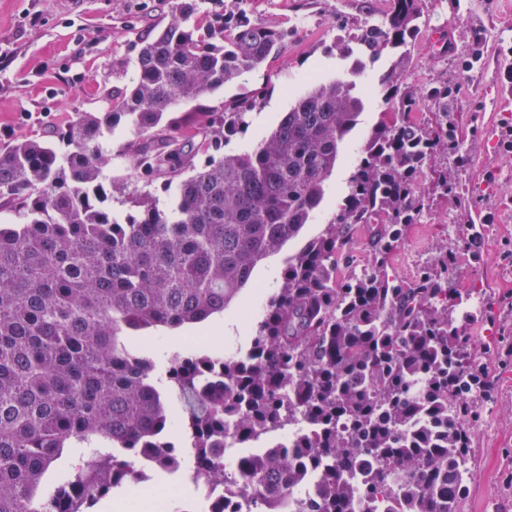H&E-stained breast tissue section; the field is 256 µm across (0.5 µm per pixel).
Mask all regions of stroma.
<instances>
[{"instance_id":"stroma-1","label":"stroma","mask_w":512,"mask_h":512,"mask_svg":"<svg viewBox=\"0 0 512 512\" xmlns=\"http://www.w3.org/2000/svg\"><path fill=\"white\" fill-rule=\"evenodd\" d=\"M177 0H0V144L24 137L53 140L77 112L104 111L110 96L131 78L138 42L151 38L171 20ZM384 0H249L251 21L288 29L281 53L259 69L244 73L204 99L219 111L225 102L265 90L266 96L246 115L241 131L223 146L230 154L253 145L273 129L283 112L307 89L306 74L323 79L346 77L350 63L342 56L356 29L382 17ZM420 30L411 46L404 81L423 87L441 80L455 87L454 110L469 134L471 166L463 176L469 217L463 234L480 233L478 264L464 267L455 283L479 282L487 298L500 305L498 326L476 324L474 349L512 328V155L491 145L490 136L512 125L503 107L512 90V0H423ZM455 35V47L444 52L440 38ZM479 54V69L466 68ZM137 138L127 129L107 137L102 148L111 157L109 174L116 182L112 208L125 212V193L145 190L167 204L171 193L163 180L144 182L123 147ZM455 202L437 201L420 227L408 228L390 263L402 277L412 276L431 261L445 242L446 210ZM253 289L241 291L223 315L237 330L214 335L209 327H189L142 336L148 351L202 336L213 346L246 350L254 332L247 315L256 301ZM488 378L496 399L473 434L471 479L464 512H512V363L492 364Z\"/></svg>"}]
</instances>
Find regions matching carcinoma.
Listing matches in <instances>:
<instances>
[{
  "mask_svg": "<svg viewBox=\"0 0 512 512\" xmlns=\"http://www.w3.org/2000/svg\"><path fill=\"white\" fill-rule=\"evenodd\" d=\"M247 0H212L195 20L182 0L171 23L141 42L134 75L103 112H77L62 154L36 138L0 146V512H92L133 484L129 461L150 451L173 471L186 449L196 473L220 476L218 452L306 420L294 454L247 462L246 486L262 512H288L304 466L321 479L307 512H350L383 495L407 512H461L472 435L495 398L488 362L507 363V336L483 352L472 326L492 322L448 272L475 257L478 238L436 247L413 279L390 257L429 198L464 200L458 171L471 154L446 81L411 87L395 65L378 80L388 112L353 155L343 202L309 236L344 143L367 96L366 62L394 49L409 60L422 0H387L379 22L355 39L350 80L308 82L276 126L251 148L208 156L184 150L195 130L218 149L258 97L177 114L277 56L288 31L245 16ZM419 112L429 117L416 119ZM131 128L135 168L165 178L171 203L134 190L122 217L107 202L104 138ZM192 174L184 175V170ZM367 230L364 273L353 275L356 233ZM288 252L281 284L250 348L220 357L168 348L155 358L131 337L175 330L224 313L256 268ZM431 416L436 433L419 420Z\"/></svg>",
  "mask_w": 512,
  "mask_h": 512,
  "instance_id": "cac0c4a2",
  "label": "carcinoma"
}]
</instances>
